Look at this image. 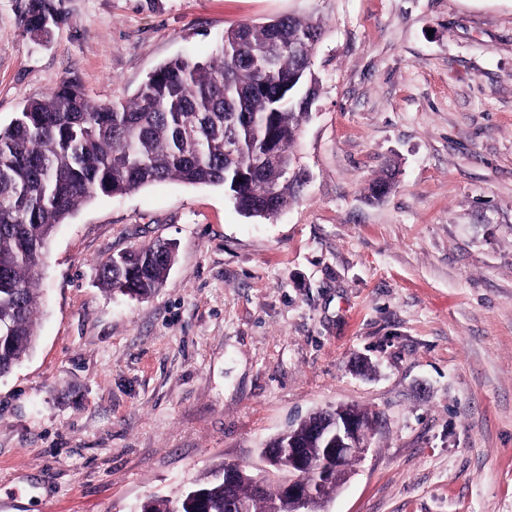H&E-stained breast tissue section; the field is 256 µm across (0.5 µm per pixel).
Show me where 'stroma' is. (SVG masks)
<instances>
[{"label": "stroma", "mask_w": 512, "mask_h": 512, "mask_svg": "<svg viewBox=\"0 0 512 512\" xmlns=\"http://www.w3.org/2000/svg\"><path fill=\"white\" fill-rule=\"evenodd\" d=\"M25 3L0 0L2 126L66 80L130 97L242 22L325 31L287 209L167 181L57 226L37 346L0 378V512H137L345 405L375 428L327 512H512V0H54L44 44ZM158 238L163 288L99 287Z\"/></svg>", "instance_id": "1"}]
</instances>
